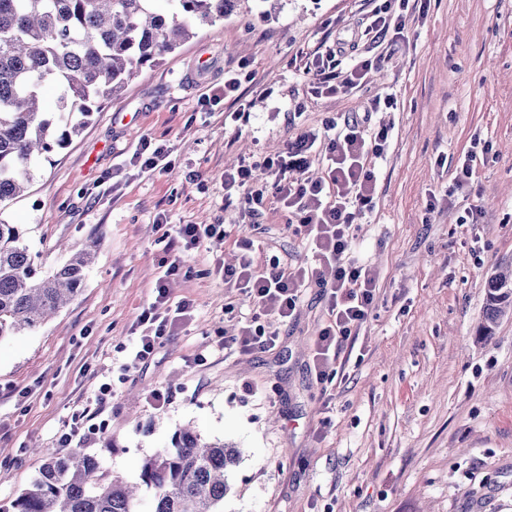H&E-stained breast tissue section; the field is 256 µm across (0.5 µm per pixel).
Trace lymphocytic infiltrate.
<instances>
[{
  "label": "lymphocytic infiltrate",
  "mask_w": 512,
  "mask_h": 512,
  "mask_svg": "<svg viewBox=\"0 0 512 512\" xmlns=\"http://www.w3.org/2000/svg\"><path fill=\"white\" fill-rule=\"evenodd\" d=\"M357 47V41L340 38L324 53L314 55L308 71L318 93L335 95L361 87L376 61L357 56ZM393 104L392 97L376 98L363 116L341 122L326 120L324 130L329 137L324 150L316 148L319 132L304 129L289 141L285 151L257 155L224 172L225 187L247 189L248 199L255 204H262L266 191H273L313 253L316 265L310 269L288 270L275 262L261 269L254 263L252 242L241 241L243 254L238 264L225 266L224 285L254 296L265 315L280 322L293 316L304 289H321L328 299L330 323L314 341V369L320 382L327 377L340 345L375 306L376 278L352 257L351 246L356 222L371 210L376 192L367 161L385 156L391 137L390 127L372 125V115L381 106ZM319 156L325 159L324 172L314 178L308 171ZM227 235L222 224L176 225L160 262L162 276L155 284V301L140 316L143 332L127 348L122 370L135 369L148 359L187 314L189 302L169 306L166 285L167 277L181 270L183 255L208 239Z\"/></svg>",
  "instance_id": "obj_1"
}]
</instances>
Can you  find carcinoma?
Here are the masks:
<instances>
[{
  "mask_svg": "<svg viewBox=\"0 0 512 512\" xmlns=\"http://www.w3.org/2000/svg\"><path fill=\"white\" fill-rule=\"evenodd\" d=\"M241 0H0V204L22 196L35 164L80 133L92 106L117 98L158 58L214 24ZM59 91L58 112H43L45 85ZM95 258L84 249L43 276L23 229L0 218V340L32 332L81 292ZM512 311V270L491 276L477 336L487 340ZM45 462L14 499L12 512H224L228 472L241 451L178 428L172 447L146 457L140 485L101 472L80 451Z\"/></svg>",
  "mask_w": 512,
  "mask_h": 512,
  "instance_id": "obj_1",
  "label": "carcinoma"
}]
</instances>
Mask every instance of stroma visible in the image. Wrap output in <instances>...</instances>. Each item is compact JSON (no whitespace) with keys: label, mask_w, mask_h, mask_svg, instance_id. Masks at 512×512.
<instances>
[{"label":"stroma","mask_w":512,"mask_h":512,"mask_svg":"<svg viewBox=\"0 0 512 512\" xmlns=\"http://www.w3.org/2000/svg\"><path fill=\"white\" fill-rule=\"evenodd\" d=\"M371 9L370 0H280L275 10L243 0L96 108L66 148L40 160L28 193L0 204L39 271L95 254L72 303L0 341L5 512L41 449L81 450L135 482L143 458L186 424L245 451L224 512H512V315L490 339L476 335L488 278L512 264V0H410L401 35L360 42L380 60L361 88L316 95L307 62L351 38ZM242 68L240 103L207 104ZM389 94L395 106L373 120L392 138L352 247L376 273V308L320 383L312 349L329 313L318 288L278 323L275 346L244 352L235 341L261 310L225 288L216 262L235 263L243 236L261 267L313 258L272 196L251 215L242 191H225L224 171ZM241 108L249 120H231ZM146 137L170 150L173 172L141 170L134 153ZM481 150L487 160L456 185L459 160ZM174 224H226L231 234L188 256L191 274L170 277V300H190L189 317L122 372ZM105 382L113 393L98 433L64 443ZM155 390L169 397L163 408L149 401Z\"/></svg>","instance_id":"stroma-1"}]
</instances>
